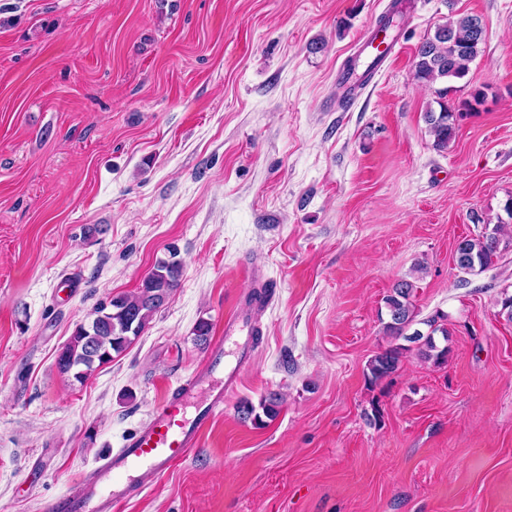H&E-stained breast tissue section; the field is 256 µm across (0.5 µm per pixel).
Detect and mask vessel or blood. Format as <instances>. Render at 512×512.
<instances>
[{"label": "vessel or blood", "instance_id": "b4317fda", "mask_svg": "<svg viewBox=\"0 0 512 512\" xmlns=\"http://www.w3.org/2000/svg\"><path fill=\"white\" fill-rule=\"evenodd\" d=\"M276 294L273 283H263L253 293L248 311H235L224 320V336L215 341L206 357L179 386L158 405L147 420L118 451L110 454L67 492L44 503V512H116L118 506L136 496L142 487L138 470L155 476L168 474L175 462L200 445L204 431L224 410L227 397L235 392L242 367L254 350L253 317ZM237 347L235 362L224 360V345Z\"/></svg>", "mask_w": 512, "mask_h": 512}]
</instances>
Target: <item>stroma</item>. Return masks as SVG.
Listing matches in <instances>:
<instances>
[{
	"label": "stroma",
	"mask_w": 512,
	"mask_h": 512,
	"mask_svg": "<svg viewBox=\"0 0 512 512\" xmlns=\"http://www.w3.org/2000/svg\"><path fill=\"white\" fill-rule=\"evenodd\" d=\"M396 53L352 95L337 74L392 0H0V512H41L121 448L207 353L242 263L275 283L256 355L204 432L120 512H512V252L473 275L458 240L512 227V0H411ZM485 27L462 79L425 88L417 48ZM486 98L447 150L424 121ZM176 246L183 276L85 383L56 357L107 296ZM414 281L445 364L391 344ZM280 399L255 424L238 411ZM415 284L409 280H400L394 284L392 294L387 296L386 305L389 311V321L384 326L385 333L395 340L404 339L419 343V352L426 359H434L436 363L445 362L448 354V347L439 349L435 341V334L440 332L445 340H448V329L439 324L444 315H435L423 323L429 327L426 335L415 330L411 335L405 332L415 321V307L411 298L414 294ZM408 350L401 345H391L374 355L367 366V379L370 384H378L390 378L399 368L403 351Z\"/></svg>",
	"instance_id": "35a3bbf8"
}]
</instances>
